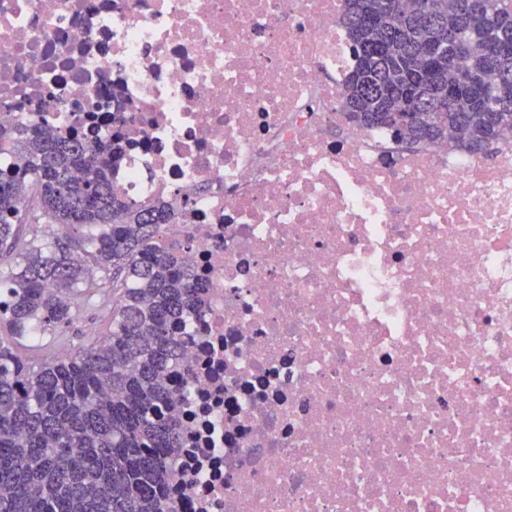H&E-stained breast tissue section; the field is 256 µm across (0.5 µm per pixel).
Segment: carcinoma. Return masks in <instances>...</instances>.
<instances>
[{"label":"carcinoma","mask_w":512,"mask_h":512,"mask_svg":"<svg viewBox=\"0 0 512 512\" xmlns=\"http://www.w3.org/2000/svg\"><path fill=\"white\" fill-rule=\"evenodd\" d=\"M354 66L349 117L387 127L408 148L455 141L489 156L512 135V53L490 64L489 44L512 45V0H344ZM454 31L435 63L427 48ZM468 78L441 110L429 86ZM396 112L398 124L378 114ZM163 206L135 209L112 193L107 146L45 125L0 122V248L17 224L92 228L33 235L0 269V323L12 337L69 325L112 289L109 334L34 368L0 336V512H169L170 455L180 445L174 365L205 288L185 258L158 246Z\"/></svg>","instance_id":"1"}]
</instances>
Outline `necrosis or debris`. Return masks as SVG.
Segmentation results:
<instances>
[{
	"instance_id": "necrosis-or-debris-1",
	"label": "necrosis or debris",
	"mask_w": 512,
	"mask_h": 512,
	"mask_svg": "<svg viewBox=\"0 0 512 512\" xmlns=\"http://www.w3.org/2000/svg\"><path fill=\"white\" fill-rule=\"evenodd\" d=\"M343 0H0V121L118 147L202 277L174 512H512V138L342 110Z\"/></svg>"
}]
</instances>
